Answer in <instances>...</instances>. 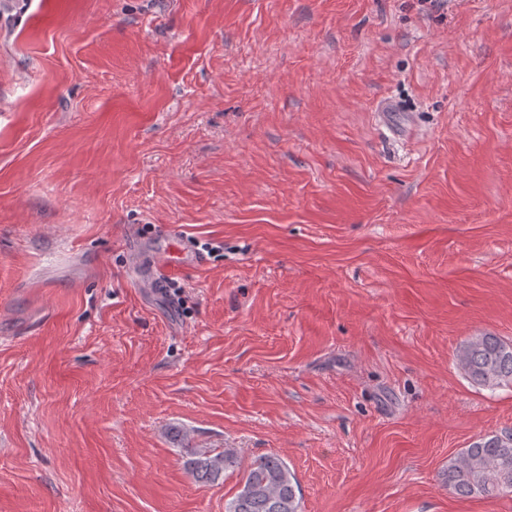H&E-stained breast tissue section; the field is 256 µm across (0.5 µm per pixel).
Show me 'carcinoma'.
<instances>
[{"mask_svg": "<svg viewBox=\"0 0 512 512\" xmlns=\"http://www.w3.org/2000/svg\"><path fill=\"white\" fill-rule=\"evenodd\" d=\"M456 363L474 385L497 389L512 387V343L491 333L463 341ZM237 452L226 448L191 453L185 466L198 482L214 483L235 466ZM445 479L463 497L488 496L512 489V435H486L470 443L448 461ZM224 512H301L294 473L279 456L254 460Z\"/></svg>", "mask_w": 512, "mask_h": 512, "instance_id": "1", "label": "carcinoma"}]
</instances>
